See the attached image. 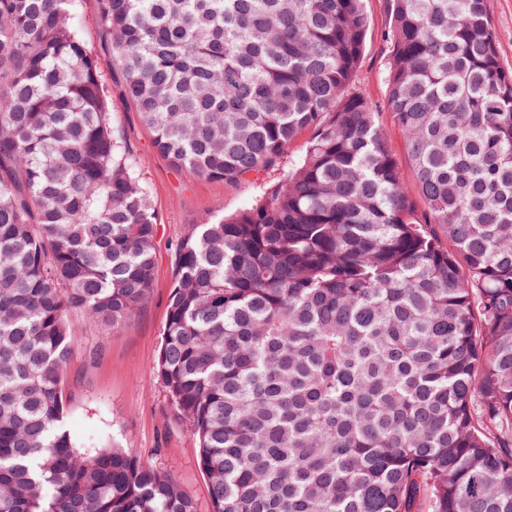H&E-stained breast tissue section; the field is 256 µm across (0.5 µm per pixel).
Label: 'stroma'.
<instances>
[{"label":"stroma","mask_w":512,"mask_h":512,"mask_svg":"<svg viewBox=\"0 0 512 512\" xmlns=\"http://www.w3.org/2000/svg\"><path fill=\"white\" fill-rule=\"evenodd\" d=\"M371 24L355 84L374 105L401 163L405 184L413 174L403 136L391 122L386 102L391 47L383 37L389 25L386 0H365ZM112 130L148 187L158 218L156 274L152 298L127 322L105 331L72 313L76 323L65 370V428L74 447L91 454L122 448L170 471L183 490L208 508L207 482L198 464L197 442L175 421L157 376V359L167 317V299L175 276V248L208 215H231L253 203L258 183L277 184L282 173L269 170L258 182L228 183L197 177L173 167L153 144L151 132L124 96L120 67L106 70Z\"/></svg>","instance_id":"35a3bbf8"}]
</instances>
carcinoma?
<instances>
[{"label":"carcinoma","mask_w":512,"mask_h":512,"mask_svg":"<svg viewBox=\"0 0 512 512\" xmlns=\"http://www.w3.org/2000/svg\"><path fill=\"white\" fill-rule=\"evenodd\" d=\"M490 0H0V512H199L167 470L63 428L77 310L150 299L158 218L104 72L178 169L279 184L176 248L157 372L208 512H512V70ZM76 22L86 43L101 57H107L102 32L98 24L97 0H79ZM365 10L371 24L366 37L363 55L355 73V84L361 88L380 114V121L384 125L390 140L392 150L401 164L402 175L409 191L413 190V174L407 162L403 136L391 122L390 111L387 106V71L391 47L383 37L388 28L389 16L385 0H366Z\"/></svg>","instance_id":"carcinoma-1"}]
</instances>
